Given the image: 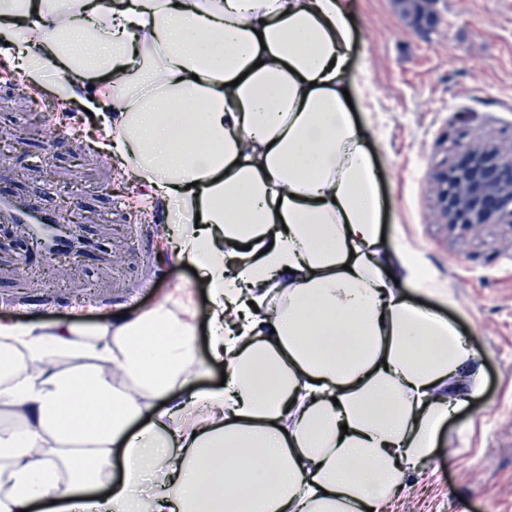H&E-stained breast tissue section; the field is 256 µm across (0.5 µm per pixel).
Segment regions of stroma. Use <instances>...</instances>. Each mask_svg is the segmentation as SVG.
<instances>
[{
    "label": "stroma",
    "mask_w": 512,
    "mask_h": 512,
    "mask_svg": "<svg viewBox=\"0 0 512 512\" xmlns=\"http://www.w3.org/2000/svg\"><path fill=\"white\" fill-rule=\"evenodd\" d=\"M420 27L401 0H351L354 43L347 78L353 115L388 199L381 233L404 249L396 277L407 297L461 331L479 356L480 386L441 427L433 458L391 512H512V224H443L433 174L469 142L512 146V0H425ZM0 56V137L19 136L0 183L59 212L77 187L80 257L52 266L14 247L21 226L0 223V318L101 321L190 296L198 325L203 285L174 263L157 224L167 210L118 160L92 149L91 124L72 99L30 88ZM67 122L54 136L46 114Z\"/></svg>",
    "instance_id": "35a3bbf8"
}]
</instances>
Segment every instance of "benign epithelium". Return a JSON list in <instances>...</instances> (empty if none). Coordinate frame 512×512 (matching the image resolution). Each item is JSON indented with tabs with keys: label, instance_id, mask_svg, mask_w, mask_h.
Listing matches in <instances>:
<instances>
[{
	"label": "benign epithelium",
	"instance_id": "obj_1",
	"mask_svg": "<svg viewBox=\"0 0 512 512\" xmlns=\"http://www.w3.org/2000/svg\"><path fill=\"white\" fill-rule=\"evenodd\" d=\"M431 190L451 227L512 224V147L492 140L463 146L433 175Z\"/></svg>",
	"mask_w": 512,
	"mask_h": 512
}]
</instances>
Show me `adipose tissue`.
Segmentation results:
<instances>
[{
	"instance_id": "obj_1",
	"label": "adipose tissue",
	"mask_w": 512,
	"mask_h": 512,
	"mask_svg": "<svg viewBox=\"0 0 512 512\" xmlns=\"http://www.w3.org/2000/svg\"><path fill=\"white\" fill-rule=\"evenodd\" d=\"M348 0H0V54L102 116L182 221L192 303L0 321V512H388L476 352L396 287L342 93ZM102 79L105 92L88 83ZM224 385L196 384L205 360Z\"/></svg>"
}]
</instances>
